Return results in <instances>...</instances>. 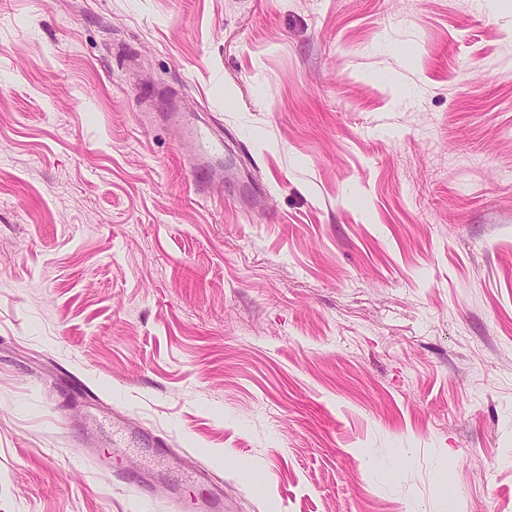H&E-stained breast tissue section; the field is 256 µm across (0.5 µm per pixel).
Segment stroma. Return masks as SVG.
Returning <instances> with one entry per match:
<instances>
[{
	"label": "stroma",
	"instance_id": "obj_1",
	"mask_svg": "<svg viewBox=\"0 0 512 512\" xmlns=\"http://www.w3.org/2000/svg\"><path fill=\"white\" fill-rule=\"evenodd\" d=\"M116 412L228 512H512V0H0V512H171ZM161 95L166 101L169 120L178 126L183 143L193 153L196 189L205 193L216 183H223L224 142L213 138L195 114L180 111V100L174 91H165Z\"/></svg>",
	"mask_w": 512,
	"mask_h": 512
}]
</instances>
